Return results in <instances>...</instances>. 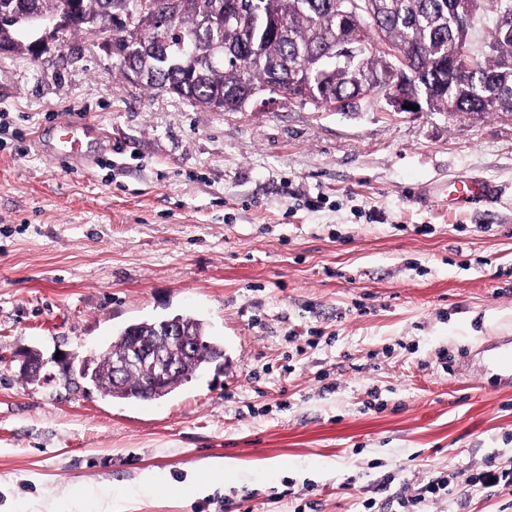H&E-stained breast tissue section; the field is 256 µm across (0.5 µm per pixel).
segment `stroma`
<instances>
[{"mask_svg":"<svg viewBox=\"0 0 512 512\" xmlns=\"http://www.w3.org/2000/svg\"><path fill=\"white\" fill-rule=\"evenodd\" d=\"M95 36L0 54V512H512V118L317 112L287 96L214 112L126 79ZM61 112L104 131L88 174L32 136ZM461 175L489 202L440 200ZM190 312L224 343L171 395L117 402L64 376L118 328ZM37 350L39 378L21 379ZM467 356L451 374L441 355ZM233 460L229 485L139 490ZM283 459L277 473L268 461ZM490 479H494L490 483ZM481 485L486 487H502L509 489L512 487V468L502 469L494 465H487L485 469L472 474L467 485Z\"/></svg>","mask_w":512,"mask_h":512,"instance_id":"stroma-1","label":"stroma"}]
</instances>
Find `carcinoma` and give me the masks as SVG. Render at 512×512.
Masks as SVG:
<instances>
[{
    "label": "carcinoma",
    "instance_id": "cac0c4a2",
    "mask_svg": "<svg viewBox=\"0 0 512 512\" xmlns=\"http://www.w3.org/2000/svg\"><path fill=\"white\" fill-rule=\"evenodd\" d=\"M0 0V52L33 55L31 34L45 18L68 12L64 32L87 33L106 17L115 29L116 47L133 42L143 53L130 65L151 66L152 75L141 82L147 90L175 94L193 106L215 112H241L255 91L283 93L327 112H354L367 103L360 97L364 85L380 92L397 59L393 51L410 49L405 67L417 76L422 94L432 98L431 111L453 110L478 115L495 113L512 118V32L505 30L493 46L475 54L474 70L448 73V61L471 50L470 35L457 24L459 0H372V14L360 24L344 28L335 0H240L241 12L224 17L226 0H149L148 8L174 18L166 33V52L153 51L154 30L137 15L141 0ZM347 39L366 44L361 68H337L327 57L336 43ZM308 70L306 90L296 95L288 84L294 67ZM120 63L124 68L128 65ZM189 334L206 342V356L224 358L221 341L208 334L203 319L181 315ZM161 320L131 323L119 330L103 357L94 363L92 381L105 395L120 401L141 400L136 390L140 373L120 384L111 381L112 356L129 349L133 328L148 333ZM197 373L196 367L159 391L164 398Z\"/></svg>",
    "mask_w": 512,
    "mask_h": 512
}]
</instances>
